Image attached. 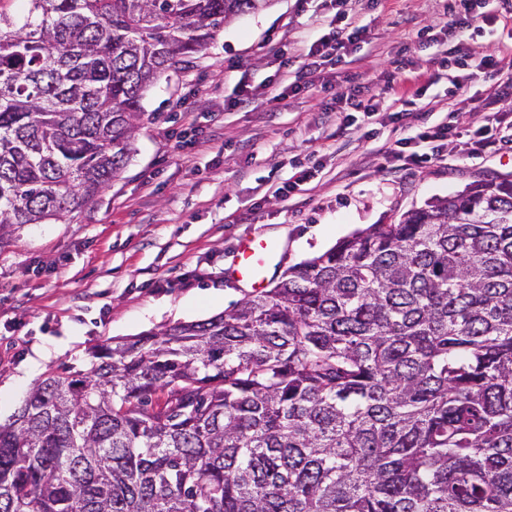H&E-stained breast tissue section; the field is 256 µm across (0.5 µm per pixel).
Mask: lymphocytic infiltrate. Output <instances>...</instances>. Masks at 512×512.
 I'll list each match as a JSON object with an SVG mask.
<instances>
[{"instance_id":"f902f5d3","label":"lymphocytic infiltrate","mask_w":512,"mask_h":512,"mask_svg":"<svg viewBox=\"0 0 512 512\" xmlns=\"http://www.w3.org/2000/svg\"><path fill=\"white\" fill-rule=\"evenodd\" d=\"M347 0H336L335 13L328 17L325 25L326 33L310 40L302 49L307 63L298 72L293 81L284 83L282 94H296L310 86H320L322 91L331 93L333 103H347L361 112L369 124L391 127L396 134L392 144L383 147L382 152L387 159L403 164H418L429 161L439 155L448 143L452 134L447 123L416 124L408 113L393 111L382 113L380 103L375 98L362 97L358 88L350 90L334 89L330 80L324 79L326 68L348 61L358 53L366 41V31L357 24L356 19L346 7ZM488 0H449L448 22L449 33H478L484 26L502 24L503 28L512 32V11L492 13L487 11ZM512 51V46L502 45L495 51L480 57L475 68L492 79V93L485 105L480 126L475 130L479 148H489L496 143V134L501 126V112L498 105L512 95V73H506L501 67L503 53ZM400 59L397 67L387 77L386 91L392 96L406 93L422 96L430 84L417 61L408 57L406 49H399Z\"/></svg>"}]
</instances>
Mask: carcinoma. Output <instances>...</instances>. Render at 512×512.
Returning <instances> with one entry per match:
<instances>
[{
  "instance_id": "obj_1",
  "label": "carcinoma",
  "mask_w": 512,
  "mask_h": 512,
  "mask_svg": "<svg viewBox=\"0 0 512 512\" xmlns=\"http://www.w3.org/2000/svg\"><path fill=\"white\" fill-rule=\"evenodd\" d=\"M266 2L0 8V230L87 206L145 91ZM91 357L0 423V512H512V179Z\"/></svg>"
}]
</instances>
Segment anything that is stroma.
Masks as SVG:
<instances>
[{
  "label": "stroma",
  "instance_id": "stroma-1",
  "mask_svg": "<svg viewBox=\"0 0 512 512\" xmlns=\"http://www.w3.org/2000/svg\"><path fill=\"white\" fill-rule=\"evenodd\" d=\"M352 8L367 40L356 62L333 69L336 83L357 73L364 94L382 95L404 45L434 80L405 111L448 119L465 134L478 127L490 82L445 59L479 58L505 34L451 35L422 52L416 34L443 29L444 0H354ZM332 12L330 0H270L228 21L147 91L130 157L90 205L0 234V422L22 404L29 385L19 376L35 349L50 353L44 370H85L95 345L206 319L252 294L229 275L245 236L263 235L276 249L270 287L288 267L370 225L397 222L485 179H512L507 139L474 154L456 140L428 162L394 166L366 138L362 113H341L343 134L318 122L326 100L316 85L279 102L260 95L232 107L239 80L255 86L274 76L269 47L320 34ZM193 135L203 145L179 149L180 138ZM308 167L315 177L305 190L287 201L275 196Z\"/></svg>",
  "mask_w": 512,
  "mask_h": 512
}]
</instances>
